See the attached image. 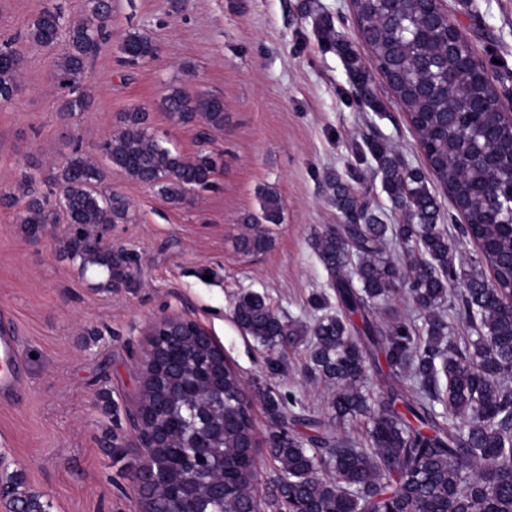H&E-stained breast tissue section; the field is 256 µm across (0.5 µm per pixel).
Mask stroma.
I'll list each match as a JSON object with an SVG mask.
<instances>
[{
	"mask_svg": "<svg viewBox=\"0 0 512 512\" xmlns=\"http://www.w3.org/2000/svg\"><path fill=\"white\" fill-rule=\"evenodd\" d=\"M81 14L83 0H0V37L16 34L45 9ZM452 21L474 43L490 76L512 77V0H447ZM330 20L371 72L380 110L360 102L343 59L317 34ZM111 39L90 71L91 111L60 119L63 96L54 56L21 39L22 90L0 104V188L19 180L30 158L61 164L73 148L100 157L124 112L142 107L153 131L184 157L198 151L194 125L160 106L172 85L224 102V127L208 151L221 163L216 189L193 191L172 206L150 186L112 174V188L135 214L104 231L101 246L131 258L128 279L108 285L63 249L66 224L29 236L18 209L0 208V324L20 338L23 381L0 405V487L39 497L46 512H139L132 424L142 385L146 329L181 314L208 328L244 381L255 428L257 489L275 492L268 455V397L302 415L290 432L313 438L305 416L325 417L332 387L308 371L304 347L270 351L233 321L236 299L265 296L281 316L304 325L328 277L313 247L341 223L332 178L354 180L384 223L401 222L365 143L397 151L427 170L404 110L362 40L350 0H112ZM139 32L155 58L125 67L120 44ZM282 198L272 246L248 254L239 241L262 190Z\"/></svg>",
	"mask_w": 512,
	"mask_h": 512,
	"instance_id": "stroma-1",
	"label": "stroma"
}]
</instances>
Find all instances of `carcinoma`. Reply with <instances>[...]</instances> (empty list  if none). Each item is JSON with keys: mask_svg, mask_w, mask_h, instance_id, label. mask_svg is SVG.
I'll return each mask as SVG.
<instances>
[{"mask_svg": "<svg viewBox=\"0 0 512 512\" xmlns=\"http://www.w3.org/2000/svg\"><path fill=\"white\" fill-rule=\"evenodd\" d=\"M358 29L377 68L388 79L418 135L429 171L462 208L460 233L478 250V264L459 270L448 230L440 227L436 195L419 170L406 167L400 155L379 141L369 143L385 192L404 215L401 224H385L348 184L333 185L336 208L344 222L327 228L316 240L319 261L327 272L334 300L320 294L313 302L327 310L308 328L280 317L257 293L240 296L234 306L237 325L261 346L307 343L309 370L335 387L327 419H365L367 441L321 436L316 447L289 435L288 415L270 396L275 431L268 453L276 463L277 495L257 496L254 426L244 406L240 374L224 362V405L206 402L212 448L209 463L224 470V499L212 497L208 481L198 482L192 503L165 499L166 512H512V123L492 101L499 86L482 63L463 61L468 38L447 31L443 14L423 0H354ZM112 0H87L85 14L75 19L60 7L47 8L13 37L0 40V100L20 91L22 61L13 47L22 37L53 50L56 79L66 96L59 112L66 118L87 112L94 103L86 78L102 41L110 36ZM448 33L459 45L449 50L426 31ZM320 39L343 58L355 92L371 100L369 75L356 51L327 22ZM122 61L136 65L156 56L145 35L125 36ZM161 107L178 124L200 122L196 138L202 146L185 160L165 146L143 108L123 114L112 137L102 145L107 163L99 165L75 148L50 173L39 160L29 162L18 191L0 189V206L22 205L19 223L35 236L63 214L68 224L65 250L82 265L99 266L108 280L126 275L125 260L92 241L88 226L128 224V200L107 184L118 170L147 184L174 206L187 192L216 185L217 161L203 145L211 131L224 128V104L216 95H193L172 86ZM494 130L491 150L497 163L463 149V137ZM48 184L44 195L31 185ZM283 202L272 190L261 193L259 215L248 217L253 233L241 241L248 253L267 250L272 239L266 224L281 221ZM421 323L378 317L400 286ZM450 303L474 335L460 342L449 336L442 310ZM190 368L198 372L219 354L187 337ZM384 357L390 373L379 366ZM187 369L171 375L145 370L148 402L163 398L172 408L183 399ZM330 471L324 475V471ZM24 512H46L35 496L13 499Z\"/></svg>", "mask_w": 512, "mask_h": 512, "instance_id": "carcinoma-1", "label": "carcinoma"}]
</instances>
